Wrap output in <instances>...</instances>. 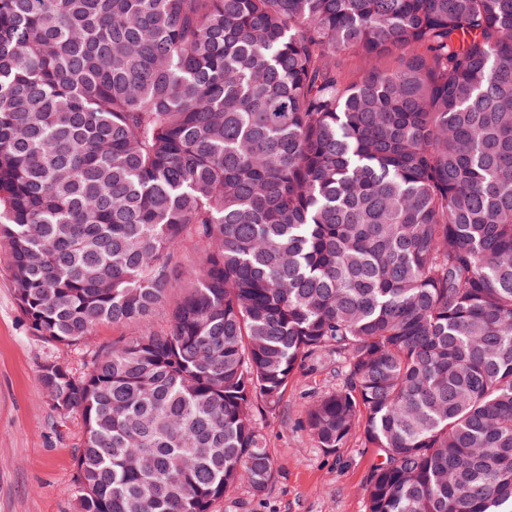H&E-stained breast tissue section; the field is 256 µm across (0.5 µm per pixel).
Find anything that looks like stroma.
Masks as SVG:
<instances>
[{
    "label": "stroma",
    "instance_id": "35a3bbf8",
    "mask_svg": "<svg viewBox=\"0 0 512 512\" xmlns=\"http://www.w3.org/2000/svg\"><path fill=\"white\" fill-rule=\"evenodd\" d=\"M120 329L98 326L83 344L59 347L34 336L14 296L0 257V512H79L75 457L85 426L80 414L59 417L39 381L41 366L56 361L75 374L110 348ZM327 357L308 360L274 414L257 422L274 458L277 480L259 496L240 486L215 512H367L364 487L378 458L353 434L345 448H319L305 428L310 401L338 384Z\"/></svg>",
    "mask_w": 512,
    "mask_h": 512
}]
</instances>
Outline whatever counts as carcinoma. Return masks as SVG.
<instances>
[{
	"label": "carcinoma",
	"instance_id": "obj_1",
	"mask_svg": "<svg viewBox=\"0 0 512 512\" xmlns=\"http://www.w3.org/2000/svg\"><path fill=\"white\" fill-rule=\"evenodd\" d=\"M0 253L36 336L128 330L41 366L81 512L263 494L322 354L368 512H512V0H0ZM179 295V289H175L172 292L169 301L161 305L154 312L150 320L140 328V330L145 333L161 332L165 330L169 320L170 305L179 297Z\"/></svg>",
	"mask_w": 512,
	"mask_h": 512
}]
</instances>
